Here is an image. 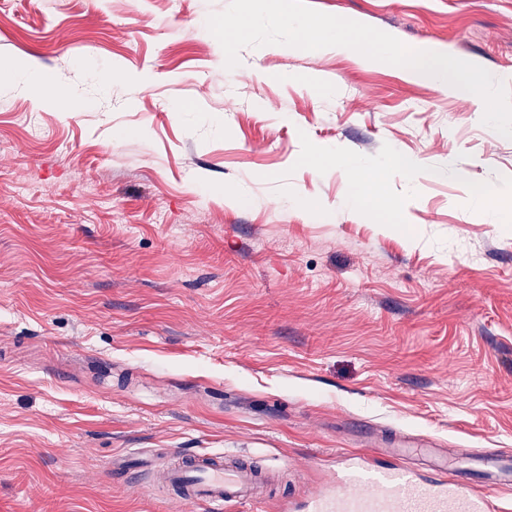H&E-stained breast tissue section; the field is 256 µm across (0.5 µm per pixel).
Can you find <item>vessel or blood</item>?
Instances as JSON below:
<instances>
[{"instance_id": "obj_1", "label": "vessel or blood", "mask_w": 512, "mask_h": 512, "mask_svg": "<svg viewBox=\"0 0 512 512\" xmlns=\"http://www.w3.org/2000/svg\"><path fill=\"white\" fill-rule=\"evenodd\" d=\"M264 478V469L252 462L209 453L171 457L153 481L182 502L202 501L210 512H224L225 506L252 499ZM488 483L512 487V458L503 450L465 456L454 471L438 452L424 466L405 460L373 466L368 457L351 455L343 476L311 498L303 512H506L484 493Z\"/></svg>"}]
</instances>
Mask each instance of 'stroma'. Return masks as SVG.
<instances>
[{
	"label": "stroma",
	"instance_id": "obj_1",
	"mask_svg": "<svg viewBox=\"0 0 512 512\" xmlns=\"http://www.w3.org/2000/svg\"><path fill=\"white\" fill-rule=\"evenodd\" d=\"M307 2L512 74V0ZM228 4L0 0V61L68 91L0 85V512H208L151 485L181 449L271 469L228 512H289L394 437L512 450V224L472 200L512 184V139L386 63L227 69ZM312 146L417 158L382 193L407 231L344 208Z\"/></svg>",
	"mask_w": 512,
	"mask_h": 512
}]
</instances>
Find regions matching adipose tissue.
<instances>
[{
    "label": "adipose tissue",
    "instance_id": "ef3b65f1",
    "mask_svg": "<svg viewBox=\"0 0 512 512\" xmlns=\"http://www.w3.org/2000/svg\"><path fill=\"white\" fill-rule=\"evenodd\" d=\"M317 167H336L347 175L346 201L358 214L372 217L378 211H385L387 222L391 226L403 224V209L396 203L380 208L379 198L389 171H399L404 177H411L417 167L415 158L395 152L380 163H355L347 159L339 150L315 148L309 153Z\"/></svg>",
    "mask_w": 512,
    "mask_h": 512
}]
</instances>
